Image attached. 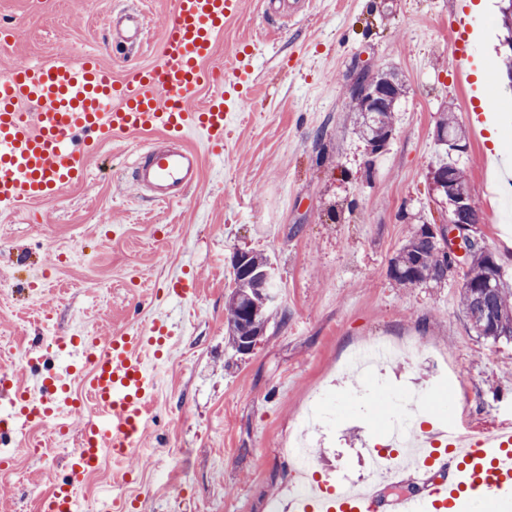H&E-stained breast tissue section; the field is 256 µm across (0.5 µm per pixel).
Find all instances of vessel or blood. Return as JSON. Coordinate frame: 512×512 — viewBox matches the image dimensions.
<instances>
[{"instance_id":"1","label":"vessel or blood","mask_w":512,"mask_h":512,"mask_svg":"<svg viewBox=\"0 0 512 512\" xmlns=\"http://www.w3.org/2000/svg\"><path fill=\"white\" fill-rule=\"evenodd\" d=\"M241 0H174L173 16L154 64L125 81L96 57H66L50 66L19 65L0 78V212L31 202L56 200L86 176L91 147L131 133H148L132 163V180L158 205L183 199L201 179V155L187 139L201 132L208 150L224 143L223 97L196 101L209 84L204 64L216 50L227 19ZM124 43L141 46V14L122 12L112 20ZM167 315L158 311L149 328L111 336L59 339L68 364L39 373L24 388L13 373L0 372V393L18 412L0 418V440L11 441L20 424L48 425L69 434L71 417L81 419L68 473L38 504L39 512H77L75 482L105 459L122 462L143 445L158 394L150 362L158 345L170 342ZM83 374L74 393L65 379ZM453 456L420 450L410 468L415 488L387 504L379 494L331 487L313 498L293 500L289 512H484L488 501L512 505V424L498 432L448 431Z\"/></svg>"}]
</instances>
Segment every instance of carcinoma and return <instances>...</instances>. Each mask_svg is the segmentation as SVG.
<instances>
[{
    "label": "carcinoma",
    "mask_w": 512,
    "mask_h": 512,
    "mask_svg": "<svg viewBox=\"0 0 512 512\" xmlns=\"http://www.w3.org/2000/svg\"><path fill=\"white\" fill-rule=\"evenodd\" d=\"M402 82L387 100L375 106L370 114L369 124L359 122L357 134L360 137L379 134L385 128H393L396 106L404 95ZM453 258L447 244L425 232L424 225L414 228L405 243L390 260V275L403 287L412 288L427 281L441 282L448 278ZM492 271L480 254L474 255L464 273L459 297L463 314L467 318L469 330L479 338L497 342L512 340V284L500 279L496 288H486L484 284ZM241 305L227 302V322L234 324L228 329V343L235 352H240V342L251 332V323L236 322Z\"/></svg>",
    "instance_id": "cac0c4a2"
}]
</instances>
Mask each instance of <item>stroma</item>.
I'll return each mask as SVG.
<instances>
[{
	"instance_id": "obj_1",
	"label": "stroma",
	"mask_w": 512,
	"mask_h": 512,
	"mask_svg": "<svg viewBox=\"0 0 512 512\" xmlns=\"http://www.w3.org/2000/svg\"><path fill=\"white\" fill-rule=\"evenodd\" d=\"M298 0L281 20L276 0H241L208 66L222 70L233 117L224 152H204L202 180L181 201L157 207L138 194L130 167L148 137L129 133L102 143L85 180L52 203L0 213V366L31 384L24 356L41 342L83 331L106 337L144 325L169 300L175 348L157 365L156 411L140 454L122 479L111 460L79 483L81 501L123 495L139 512H270L292 478L281 453L297 419L311 420L316 470L329 482L362 481L374 449L387 442L397 414L411 410L421 431L451 423L487 432L512 421V340L470 332L458 305L464 264L447 280L412 288L389 262L412 225L448 216L429 171L435 131L453 111L467 144L458 157L480 221L471 233L512 282V204L495 192L512 168V85L498 50L499 0ZM174 0H0V76L30 62L92 54L116 80L150 66ZM139 10L147 37L123 47L113 14ZM474 30L477 63L458 71L461 18ZM240 63L241 78L231 66ZM392 71L405 85L393 138L370 154L355 129L353 76ZM495 89L493 106L478 82ZM492 108L498 141L475 114ZM268 257L278 295L265 336L246 355L228 344L226 302L232 258ZM186 273L196 291L169 299L170 277ZM422 339L416 355L368 374L343 367L374 337ZM454 372L442 375L438 352ZM466 391L465 409L449 393ZM50 427L26 428L43 442L1 448L0 512H34L36 499L66 469L76 435L51 439Z\"/></svg>"
}]
</instances>
